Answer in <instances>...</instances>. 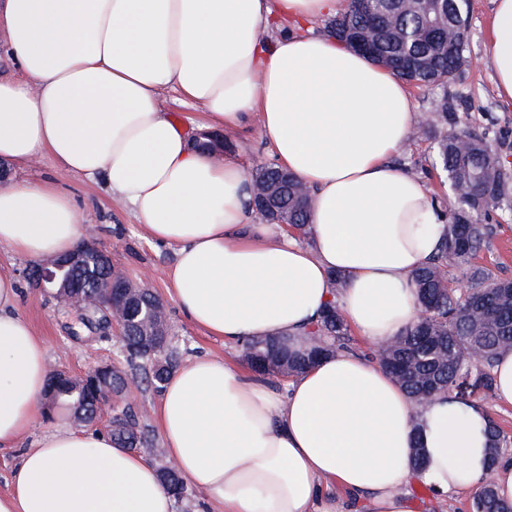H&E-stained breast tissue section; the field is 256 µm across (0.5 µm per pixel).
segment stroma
<instances>
[{
    "mask_svg": "<svg viewBox=\"0 0 512 512\" xmlns=\"http://www.w3.org/2000/svg\"><path fill=\"white\" fill-rule=\"evenodd\" d=\"M492 0H469L468 38L472 62L462 76L449 83L447 89H413L414 109L435 112L442 94L469 96L473 106L461 117L469 126L485 133L493 149L512 163V103L500 98L492 80V70L485 58L489 37L488 18ZM234 147L233 155L244 170L271 162L272 156L258 127L224 134ZM399 161L414 174L423 175L433 197L447 194L448 181L442 173L433 171V144L429 141H408L401 150ZM11 180L51 181L73 200L87 235L112 255V263L130 280L147 284L163 301L172 331V343L184 358L200 354L218 358H238L242 351L225 346L223 339L193 326L179 312L166 291V271L174 260L173 247L147 239L130 208L113 199L102 179H88L68 172L51 161L22 170H14ZM496 229L488 246L476 260L495 276L512 279V213H496L492 217ZM29 259L0 249V272L15 277L19 283L17 309L25 317L46 347L49 369L64 368L79 375L103 360L123 365L121 339L118 334L101 337L78 323V314L44 291L33 287L25 278ZM160 400L153 390L138 394L135 404L141 412V423L148 430L150 445L141 449V456L163 466L167 462L162 436L154 411ZM67 411L52 410L40 416L16 442L14 447L0 449V494L12 490L13 473L21 454L33 447L40 436L50 430L73 427Z\"/></svg>",
    "mask_w": 512,
    "mask_h": 512,
    "instance_id": "stroma-1",
    "label": "stroma"
}]
</instances>
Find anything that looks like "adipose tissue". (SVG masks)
Returning a JSON list of instances; mask_svg holds the SVG:
<instances>
[{
    "label": "adipose tissue",
    "instance_id": "1",
    "mask_svg": "<svg viewBox=\"0 0 512 512\" xmlns=\"http://www.w3.org/2000/svg\"><path fill=\"white\" fill-rule=\"evenodd\" d=\"M486 59L512 101V0H493ZM343 0H0V33L21 81L0 80V160L52 159L103 178L147 238L174 246L167 290L226 345L302 343L337 304L378 345L418 316L414 270L443 244L426 184L392 159L419 116L408 84L309 29ZM202 106L206 127L258 123L278 165L311 191L305 238L259 224L244 169L192 148L159 106ZM71 197L48 182L0 189V247L38 259L74 249ZM341 276L343 287L333 278ZM0 273V447L42 411L46 349ZM168 460L201 512H413L417 481L437 499L492 478L512 502V458H491L490 415L440 394L416 405L376 360L350 351L290 381L201 355L155 410ZM0 512H174L157 468L104 432L61 428L27 449Z\"/></svg>",
    "mask_w": 512,
    "mask_h": 512
}]
</instances>
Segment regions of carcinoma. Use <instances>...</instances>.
<instances>
[{
  "label": "carcinoma",
  "instance_id": "carcinoma-1",
  "mask_svg": "<svg viewBox=\"0 0 512 512\" xmlns=\"http://www.w3.org/2000/svg\"><path fill=\"white\" fill-rule=\"evenodd\" d=\"M466 23L467 0H448V13L438 17L431 11L415 10L408 0H349L347 10L329 21L327 32L342 43L350 37L375 43L376 62L427 56L433 62L430 73L401 71L399 76L417 87L443 88L460 76L456 57H469L467 33L461 31ZM437 117L449 127L447 133L433 138L435 167L446 173L450 187L448 195L438 200L445 217V242L432 261L412 274L419 317L399 335L398 347L389 358L403 388L416 403L424 400L429 385L436 393L448 392L463 401L493 393L496 356L512 349V281L471 264L493 233V225L482 223L481 218L498 211L512 212V174L485 136L461 122L455 97L442 95ZM460 136L472 141L465 153L456 148ZM251 181L275 188L276 205L272 208L252 199L258 214L272 222L286 218L297 231L305 232L310 224L309 190L272 163L257 165ZM450 267L463 272L465 284L455 285L448 279ZM110 275L105 267L78 274L86 284L78 294L90 301L106 299ZM309 335L312 345L308 349L290 350L277 339L247 341L242 345L243 356L263 374L275 377L284 369L295 376L314 358L348 348L349 328L334 305ZM142 339L136 328L122 337L125 368L114 367L112 373L81 386H56L58 405L92 415L104 386H112V392L119 395L130 379L162 391L179 364V352L167 344L161 352L150 354L140 350ZM475 348L482 352L479 362L471 358ZM109 434L125 448L149 444L148 432L130 407L112 418ZM160 474L175 498L187 496L188 485L178 470L162 469ZM473 512H512V503L501 500L493 483L486 481L475 492Z\"/></svg>",
  "mask_w": 512,
  "mask_h": 512
}]
</instances>
